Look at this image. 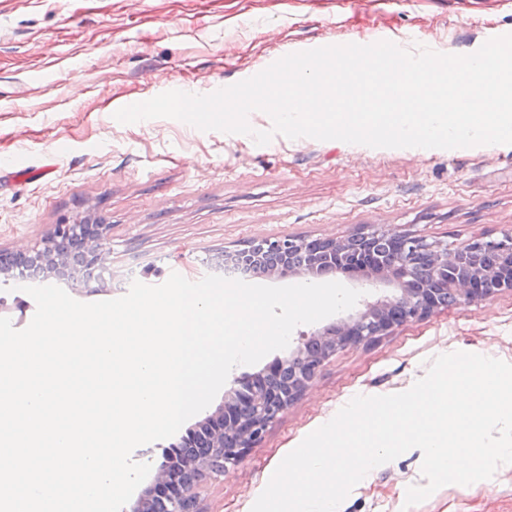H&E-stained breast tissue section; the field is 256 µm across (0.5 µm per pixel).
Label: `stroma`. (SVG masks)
I'll return each mask as SVG.
<instances>
[{
	"label": "stroma",
	"mask_w": 512,
	"mask_h": 512,
	"mask_svg": "<svg viewBox=\"0 0 512 512\" xmlns=\"http://www.w3.org/2000/svg\"><path fill=\"white\" fill-rule=\"evenodd\" d=\"M412 33L406 48L466 55L512 34V0H0V159L48 167L0 176V250L32 247L66 218L112 226V279L73 288L114 299L130 273L200 280L253 239L340 238L397 228L456 245L512 229V145L371 148L338 140L203 132L157 118L118 123L130 98L162 91L159 74L209 94L281 55ZM454 351L512 363V291L445 306L330 358L305 394L200 489V512H250L280 459L353 397L402 392ZM419 450L372 469L338 512H512V464L406 506L424 484Z\"/></svg>",
	"instance_id": "obj_1"
}]
</instances>
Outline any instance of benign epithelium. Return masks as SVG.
I'll list each match as a JSON object with an SVG mask.
<instances>
[{
	"label": "benign epithelium",
	"instance_id": "benign-epithelium-1",
	"mask_svg": "<svg viewBox=\"0 0 512 512\" xmlns=\"http://www.w3.org/2000/svg\"><path fill=\"white\" fill-rule=\"evenodd\" d=\"M111 230L110 224L82 219L57 224L37 245L1 253L0 277L63 278L75 288L85 287L93 275L103 281L112 271ZM237 259L272 280L342 273L387 287L392 294L362 302L357 311L302 340L288 356L235 379L224 402L196 424L210 429L211 437L198 445H173L175 451L155 465L130 512H152L155 504L164 505V512H199L201 483L236 466L244 450L304 394L327 360L348 346L428 317L439 307L437 290L463 306L512 290L511 230L473 237L452 249L439 239L393 228L364 229L345 238L260 239L237 253Z\"/></svg>",
	"mask_w": 512,
	"mask_h": 512
}]
</instances>
